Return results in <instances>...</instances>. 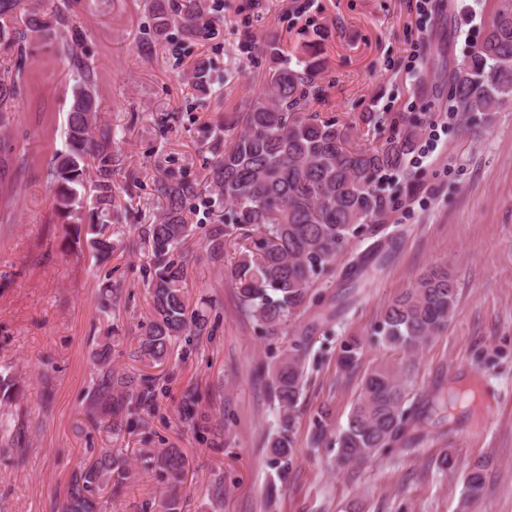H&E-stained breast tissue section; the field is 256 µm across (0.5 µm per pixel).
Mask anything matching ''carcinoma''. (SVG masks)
Wrapping results in <instances>:
<instances>
[{"mask_svg":"<svg viewBox=\"0 0 512 512\" xmlns=\"http://www.w3.org/2000/svg\"><path fill=\"white\" fill-rule=\"evenodd\" d=\"M151 10L161 26L177 15L172 0H153ZM28 29L51 38V26L31 11ZM69 48L77 71L67 114V150L48 170L55 189L56 210L71 220L76 240H85L98 262L112 257V127L96 125L98 102L94 72ZM275 64L265 89L231 118L241 132L229 143L217 138L210 146L212 163L207 182L230 205L228 217L205 233L207 250L215 261L224 259L226 242L240 246V259L230 275L237 299L255 323L277 336L288 318L308 310L315 276L334 263L345 244L364 225L395 208L397 197L383 187L384 175L402 170L416 151L422 119L404 115L379 147L352 144L347 132L331 120L307 114L310 99L321 93L317 79L323 69L319 49L306 47L295 67L278 46H266ZM450 112L472 116L494 111L512 99V0H500L491 24L466 58L446 64ZM156 192L167 201L152 224L137 228L151 253L149 288L152 319L139 338L138 353L154 364L169 358L178 342L203 335L208 316L189 310L184 291L186 263L179 250L193 232L183 222L182 209L202 199L197 184L160 180ZM458 303L455 281L448 268H428L414 284L386 307L376 334L406 350L425 345L448 325ZM307 348L293 344L274 370L272 388L279 405L276 430L268 440L275 462L288 459L293 448L294 419L303 389ZM95 360L97 382L86 414L119 433L144 421L139 409L155 389L149 379L112 371V343L99 345ZM398 373L377 366L363 379L361 390L336 438L338 460L358 465L405 438L411 412ZM460 397V388L433 395L427 411H444ZM149 461L159 470L165 488L156 512H182L186 457L171 448H155ZM484 466L464 477V504L480 499L485 490ZM127 457L105 452L75 474L59 512H107L104 498L127 483Z\"/></svg>","mask_w":512,"mask_h":512,"instance_id":"obj_1","label":"carcinoma"}]
</instances>
